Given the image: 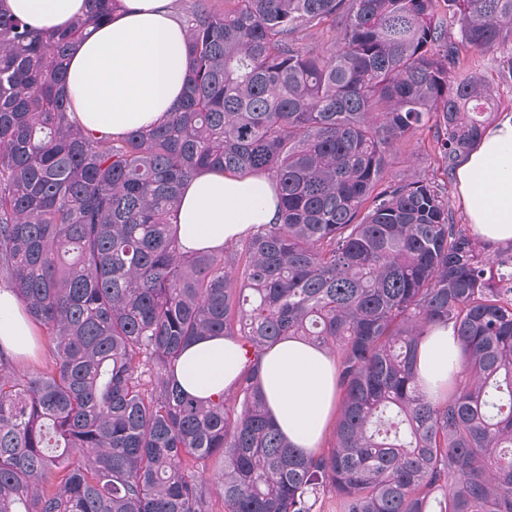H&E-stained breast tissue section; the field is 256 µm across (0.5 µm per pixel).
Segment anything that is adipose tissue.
Wrapping results in <instances>:
<instances>
[{
    "label": "adipose tissue",
    "instance_id": "obj_1",
    "mask_svg": "<svg viewBox=\"0 0 512 512\" xmlns=\"http://www.w3.org/2000/svg\"><path fill=\"white\" fill-rule=\"evenodd\" d=\"M0 6L42 28L61 27L84 9V0H0ZM186 28L172 0H123L112 19L74 47L67 64L70 110L87 132L120 136L165 121L185 86ZM457 189L475 234L512 243V113L501 118L465 153ZM278 199L267 174L235 176L204 171L183 187L178 211L183 251L222 252L254 226L275 222ZM33 327L19 298L0 286V349L27 350ZM459 353L451 330L432 327L419 348L418 375L428 395L447 380ZM247 366L239 342L206 336L183 350L179 385L206 400L230 392ZM268 413L290 442L318 451L336 410V364L325 349L289 338L261 359Z\"/></svg>",
    "mask_w": 512,
    "mask_h": 512
}]
</instances>
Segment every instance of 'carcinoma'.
<instances>
[{"label":"carcinoma","instance_id":"obj_1","mask_svg":"<svg viewBox=\"0 0 512 512\" xmlns=\"http://www.w3.org/2000/svg\"><path fill=\"white\" fill-rule=\"evenodd\" d=\"M88 3L50 30L0 8V282L53 342L39 372L0 352V512H211L214 456L224 512H512V255L492 274L445 195L388 178L400 140L433 132L448 176L484 133L460 46L511 43L512 0H191L181 101L120 137L68 112L70 51L121 6ZM216 168L273 176L277 222L184 252L182 187ZM435 325L460 356L431 399ZM202 336L245 349L233 401L176 383ZM289 337L336 357L327 453L267 413L259 362ZM459 344L448 327H432L419 348L418 375L426 394L434 397L436 381L448 380V369L459 353Z\"/></svg>","mask_w":512,"mask_h":512}]
</instances>
